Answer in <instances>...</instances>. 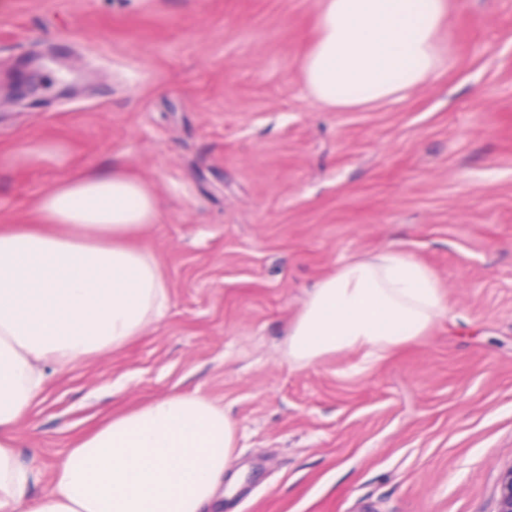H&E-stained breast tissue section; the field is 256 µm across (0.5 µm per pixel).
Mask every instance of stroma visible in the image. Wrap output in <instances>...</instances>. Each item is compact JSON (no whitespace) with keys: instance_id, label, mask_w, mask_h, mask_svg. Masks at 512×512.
<instances>
[{"instance_id":"stroma-1","label":"stroma","mask_w":512,"mask_h":512,"mask_svg":"<svg viewBox=\"0 0 512 512\" xmlns=\"http://www.w3.org/2000/svg\"><path fill=\"white\" fill-rule=\"evenodd\" d=\"M443 63L331 110L300 63L321 0H0V225L123 168L158 224L166 315L50 370L18 428L31 498L112 415L202 395L235 426L208 512H497L512 467V0H447ZM403 251L448 313L364 363L304 367L288 332L356 257Z\"/></svg>"}]
</instances>
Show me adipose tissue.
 <instances>
[{
    "mask_svg": "<svg viewBox=\"0 0 512 512\" xmlns=\"http://www.w3.org/2000/svg\"><path fill=\"white\" fill-rule=\"evenodd\" d=\"M447 0H322L300 69L308 92L341 109L402 99L443 62ZM35 224L0 226V512H205L235 428L198 395H169L112 417L59 462L50 489L15 451V431L60 367L119 349L169 307L153 253L130 237L158 221L150 189L120 169L58 183ZM447 311L438 276L411 255L354 259L308 296L287 342L310 365L349 349L366 360L422 336Z\"/></svg>",
    "mask_w": 512,
    "mask_h": 512,
    "instance_id": "1",
    "label": "adipose tissue"
}]
</instances>
